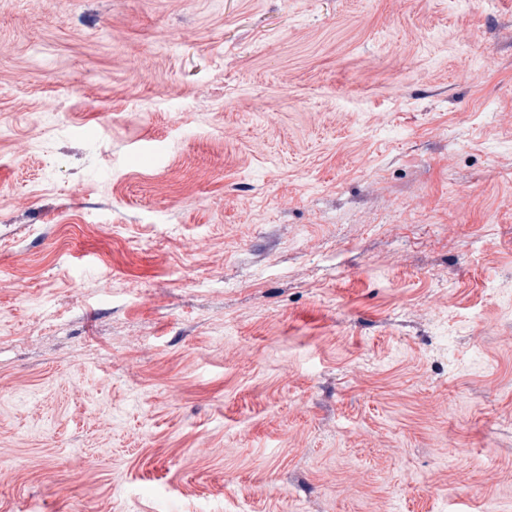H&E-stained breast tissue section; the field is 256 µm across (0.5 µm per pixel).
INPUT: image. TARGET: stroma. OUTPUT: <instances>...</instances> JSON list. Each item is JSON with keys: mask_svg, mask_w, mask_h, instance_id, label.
I'll return each mask as SVG.
<instances>
[{"mask_svg": "<svg viewBox=\"0 0 512 512\" xmlns=\"http://www.w3.org/2000/svg\"><path fill=\"white\" fill-rule=\"evenodd\" d=\"M0 512H512V0H0Z\"/></svg>", "mask_w": 512, "mask_h": 512, "instance_id": "35a3bbf8", "label": "stroma"}]
</instances>
